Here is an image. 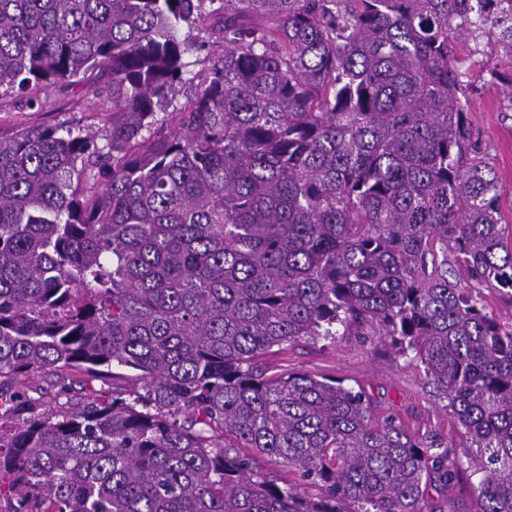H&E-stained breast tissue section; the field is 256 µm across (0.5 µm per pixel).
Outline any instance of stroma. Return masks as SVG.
<instances>
[{
	"mask_svg": "<svg viewBox=\"0 0 512 512\" xmlns=\"http://www.w3.org/2000/svg\"><path fill=\"white\" fill-rule=\"evenodd\" d=\"M467 80L470 119L506 189L502 212L512 225V111L507 108L512 89L480 70H470ZM110 91L104 77L90 88L57 83L41 90L40 110L27 107L22 97L0 98V134L59 123L84 132L103 131L112 121L104 110ZM267 363L279 374L305 372L362 385L376 400L378 413L396 415L415 435L435 433L448 441L458 436L455 420L426 392L422 373L378 337L349 334L333 342L299 341L268 357Z\"/></svg>",
	"mask_w": 512,
	"mask_h": 512,
	"instance_id": "stroma-1",
	"label": "stroma"
}]
</instances>
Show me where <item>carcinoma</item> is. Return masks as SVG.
Segmentation results:
<instances>
[{
    "instance_id": "1",
    "label": "carcinoma",
    "mask_w": 512,
    "mask_h": 512,
    "mask_svg": "<svg viewBox=\"0 0 512 512\" xmlns=\"http://www.w3.org/2000/svg\"><path fill=\"white\" fill-rule=\"evenodd\" d=\"M208 1L0 0L1 94L112 84L106 149L65 125L0 137V501L424 512L466 462L480 512H512V323L483 299L512 291L505 189L448 63L498 21L475 0H221L224 56L170 131ZM342 329L423 371L459 440L267 374ZM36 375L52 398L15 388Z\"/></svg>"
}]
</instances>
